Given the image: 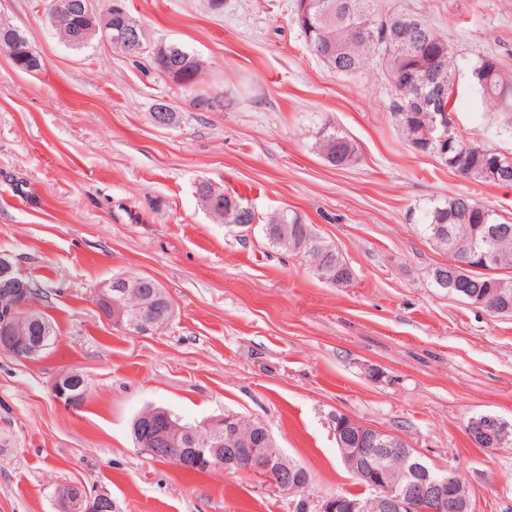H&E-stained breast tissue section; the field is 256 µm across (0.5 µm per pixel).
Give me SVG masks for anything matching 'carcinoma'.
<instances>
[{
    "label": "carcinoma",
    "mask_w": 512,
    "mask_h": 512,
    "mask_svg": "<svg viewBox=\"0 0 512 512\" xmlns=\"http://www.w3.org/2000/svg\"><path fill=\"white\" fill-rule=\"evenodd\" d=\"M295 22L310 49L332 70L355 75L369 65L378 67L390 84L393 95L389 109L402 134L418 152L436 154L452 172L478 184H512V162L497 150L473 143L453 132L454 146L441 153L434 139V113L414 107L422 91H429L438 72H444L446 90L440 100L442 112H452L455 84L452 66L454 50L421 13L410 8L385 11L379 0H296ZM59 36L68 46L82 49L92 41L86 39L84 18L78 0L73 8L55 19ZM354 28L363 37L347 42L336 37L345 28ZM154 69L179 86L196 84L205 62L177 45L165 59H152ZM471 88L480 96L488 112H512V75L505 73L499 61L484 55L460 69ZM315 146L328 163L345 167L358 160V147L347 135L329 126L319 128ZM200 205L224 224H250L253 210L240 196L224 195V211L212 210L211 193L205 183L197 188ZM284 222L294 232L283 241L272 235L267 239L277 248L301 255L311 268L326 264L340 276L353 270L335 245L318 235L295 212L278 211L265 218L264 226ZM421 232L440 250L448 254L447 270L461 262L469 265L462 271V287L455 295L472 305L491 295L500 309L499 315L512 317V276L500 271L512 269V218L477 203L468 194H455L422 212ZM489 252L492 263L483 264L479 255Z\"/></svg>",
    "instance_id": "1"
}]
</instances>
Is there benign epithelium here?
<instances>
[{
	"label": "benign epithelium",
	"mask_w": 512,
	"mask_h": 512,
	"mask_svg": "<svg viewBox=\"0 0 512 512\" xmlns=\"http://www.w3.org/2000/svg\"><path fill=\"white\" fill-rule=\"evenodd\" d=\"M83 16L88 29L105 27L108 18L93 10L91 0L82 3ZM118 48L130 53L148 51L154 57L169 55L171 45L147 43L146 33L140 25H127ZM16 66L24 62L41 63L28 44H17L9 49ZM0 295L11 303L0 305V352L18 359L35 357L43 348L48 328L43 337L34 339L26 334L28 324L35 318V311L27 301L28 288L25 276L13 262L0 257ZM162 290L152 277L122 275L102 284L96 293L97 302L104 313L118 325H127L135 335H154L158 318L155 308L163 299ZM55 397L69 406L87 397L89 384L84 375L70 371L62 373L52 387ZM336 445L348 469L373 489L368 500H350L342 496L324 501L322 512H418V507L428 505L430 512H473L472 498L460 494L448 495V486L456 480L455 472L436 478L432 468L422 469L417 480H395L389 475L385 461L391 457L410 459L413 448H404L399 437L361 422L347 414L336 413L331 417ZM475 438L485 439L492 430L490 449L500 447L509 436V426L498 420L488 426L486 420L470 421ZM134 437L138 447L155 459L168 457L177 464L188 459L193 466L209 470L220 467L227 472L254 473L268 478L274 491L292 492L308 483V473L298 463L288 459L277 447L269 428L264 423L245 431L240 417L228 413L220 418L207 420L195 428H185L165 417L159 424L158 411L153 410L136 418ZM62 512H112V499L106 494H83L79 486L62 489L58 493Z\"/></svg>",
	"instance_id": "7a95c632"
}]
</instances>
